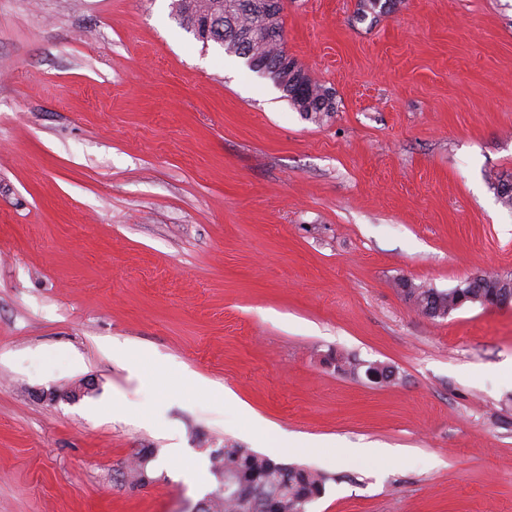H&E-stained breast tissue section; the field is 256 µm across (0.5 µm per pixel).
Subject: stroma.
<instances>
[{
	"instance_id": "stroma-1",
	"label": "stroma",
	"mask_w": 512,
	"mask_h": 512,
	"mask_svg": "<svg viewBox=\"0 0 512 512\" xmlns=\"http://www.w3.org/2000/svg\"><path fill=\"white\" fill-rule=\"evenodd\" d=\"M171 3L0 0V512H195L228 438L308 512H512V308L398 288L512 273V0H284L320 123Z\"/></svg>"
}]
</instances>
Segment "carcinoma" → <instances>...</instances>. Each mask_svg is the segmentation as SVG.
Returning <instances> with one entry per match:
<instances>
[{"label": "carcinoma", "mask_w": 512, "mask_h": 512, "mask_svg": "<svg viewBox=\"0 0 512 512\" xmlns=\"http://www.w3.org/2000/svg\"><path fill=\"white\" fill-rule=\"evenodd\" d=\"M175 16L189 32L197 33L209 17H219L218 28L210 29L203 43L213 42L229 56L244 58L252 69L271 75L293 108L308 119L320 122L334 111L332 96L324 85L300 69L298 78L277 70L278 60L287 55L284 47L281 10L266 8L262 0H174ZM270 30L275 37L256 38L254 28ZM481 288L468 281L448 291H438L423 284L403 281L405 299L430 318H444L478 303L493 304L512 295V274L486 273ZM210 472L226 478L224 485L236 484L254 489L248 503L232 493L217 489L205 512H306L307 506L320 498L330 477L311 468L277 462L235 441L209 455Z\"/></svg>", "instance_id": "cac0c4a2"}]
</instances>
